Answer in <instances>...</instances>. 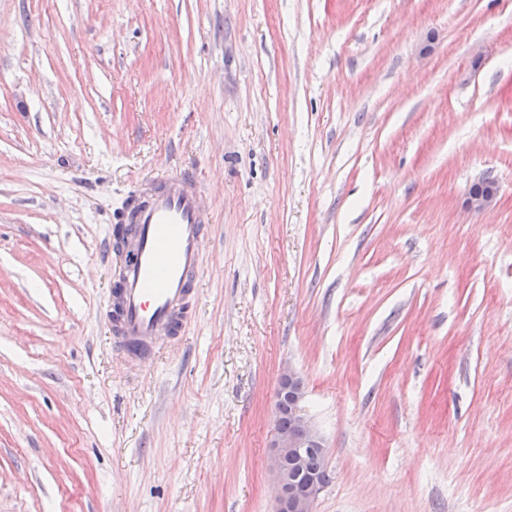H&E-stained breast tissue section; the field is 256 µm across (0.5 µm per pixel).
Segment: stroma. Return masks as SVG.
I'll return each instance as SVG.
<instances>
[{
  "mask_svg": "<svg viewBox=\"0 0 512 512\" xmlns=\"http://www.w3.org/2000/svg\"><path fill=\"white\" fill-rule=\"evenodd\" d=\"M162 173L214 222L133 369L113 229ZM287 365L315 512H512V0H0V512H273ZM497 194L495 183L482 179L475 182L469 191L467 203L475 210H482L489 207Z\"/></svg>",
  "mask_w": 512,
  "mask_h": 512,
  "instance_id": "35a3bbf8",
  "label": "stroma"
}]
</instances>
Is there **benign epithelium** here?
<instances>
[{
  "mask_svg": "<svg viewBox=\"0 0 512 512\" xmlns=\"http://www.w3.org/2000/svg\"><path fill=\"white\" fill-rule=\"evenodd\" d=\"M497 194L495 183L481 180L469 191L467 203L475 210L489 207ZM288 398V415L293 425L277 429L270 443L269 473L274 490L275 512H315V501L323 481L308 469L309 458H326L328 449L324 438L300 413L305 396L303 381L291 367L283 369L277 398ZM293 460L287 469L283 461Z\"/></svg>",
  "mask_w": 512,
  "mask_h": 512,
  "instance_id": "obj_1",
  "label": "benign epithelium"
}]
</instances>
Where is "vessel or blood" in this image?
<instances>
[{
    "label": "vessel or blood",
    "instance_id": "1",
    "mask_svg": "<svg viewBox=\"0 0 512 512\" xmlns=\"http://www.w3.org/2000/svg\"><path fill=\"white\" fill-rule=\"evenodd\" d=\"M120 221L131 231L104 319L116 344L142 362L190 316L203 271L200 245L213 218L201 206L198 182L173 175L134 192Z\"/></svg>",
    "mask_w": 512,
    "mask_h": 512
}]
</instances>
